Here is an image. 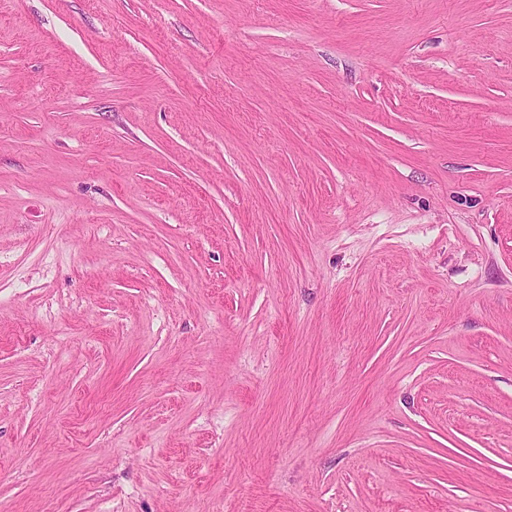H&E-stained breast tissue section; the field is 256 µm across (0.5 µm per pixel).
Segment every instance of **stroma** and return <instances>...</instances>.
Masks as SVG:
<instances>
[{"instance_id":"stroma-1","label":"stroma","mask_w":512,"mask_h":512,"mask_svg":"<svg viewBox=\"0 0 512 512\" xmlns=\"http://www.w3.org/2000/svg\"><path fill=\"white\" fill-rule=\"evenodd\" d=\"M0 512H512V0H0Z\"/></svg>"}]
</instances>
